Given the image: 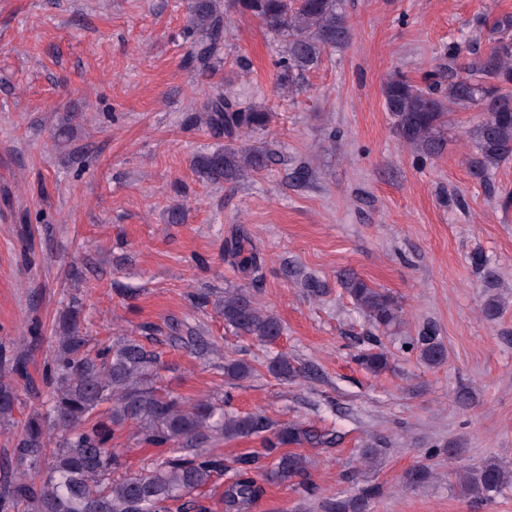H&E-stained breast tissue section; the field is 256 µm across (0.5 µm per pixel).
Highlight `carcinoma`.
Segmentation results:
<instances>
[{
    "instance_id": "obj_1",
    "label": "carcinoma",
    "mask_w": 512,
    "mask_h": 512,
    "mask_svg": "<svg viewBox=\"0 0 512 512\" xmlns=\"http://www.w3.org/2000/svg\"><path fill=\"white\" fill-rule=\"evenodd\" d=\"M257 18L283 41L285 55L277 62L278 86L299 89L303 75L315 68L326 50L341 48L350 39L339 0H189L190 30L207 34L197 53L200 64L215 68L224 47L225 15L229 10ZM500 36L487 51L450 46L446 63L427 74L421 86L400 72L383 85L386 111L394 120L397 137L420 158L433 159L448 151V122L453 109L480 108L483 119L472 130L475 152L470 174L486 181L491 168L512 158V17L498 24ZM204 113L196 120L211 132L224 135V147L197 156L199 172L210 182L236 184L249 172L268 169L270 152L246 137L262 131L269 113L243 107L220 92L207 97ZM225 255L243 275L257 281L262 265L259 253L237 237ZM355 309L372 326L387 330L400 323L402 307L387 289L374 288L349 275L342 280ZM224 323L237 333L270 343L281 334L277 317L266 311L246 285L224 290ZM79 330L78 310L58 336L54 368L47 385L48 407L30 420L14 441L17 465L0 493V512H171L195 506L188 496L209 485L214 474L230 469L237 480L225 504L240 509L262 491L255 476L268 483L293 480L307 485L310 461L282 448L304 443L321 444L324 436L296 422L280 425L265 440L264 455L243 453L226 461L205 445L214 439L242 438L269 430L260 413L240 415L209 399L189 403L156 385L158 354L135 338L124 337L95 353ZM420 360L433 368L446 360L443 344L431 331L404 342ZM361 366L374 374L388 368V353L367 350L358 355ZM0 363V429L13 426L18 389L8 375H22L26 355L14 354ZM278 377L304 376L288 356L272 365ZM253 368L242 360L224 364V376L242 382ZM132 426L138 439L168 448L149 467L131 472L124 452L112 445L116 432ZM460 492L470 505H490L503 487L512 484V468L496 459L456 472ZM374 485L355 496L330 500L325 512H369L379 496Z\"/></svg>"
}]
</instances>
